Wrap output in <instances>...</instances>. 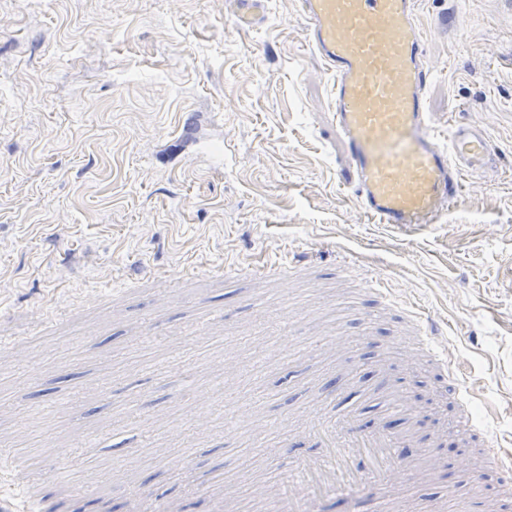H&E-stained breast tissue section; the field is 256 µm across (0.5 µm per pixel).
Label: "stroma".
<instances>
[{
  "label": "stroma",
  "mask_w": 512,
  "mask_h": 512,
  "mask_svg": "<svg viewBox=\"0 0 512 512\" xmlns=\"http://www.w3.org/2000/svg\"><path fill=\"white\" fill-rule=\"evenodd\" d=\"M268 8L243 31L232 0H0V446L35 466L43 446L63 449L75 475L110 461L92 496L39 489L56 512H111L141 485L209 512L229 476L224 512H270L253 485L287 478L277 440L226 416L281 419L312 398L332 415L331 379L402 361L392 315L351 358L273 355L289 340L281 282L228 285L224 269L291 252L313 264L295 284L313 325L354 336L362 319L337 312L334 274L372 242L362 270L439 321L475 414L512 443V0H423L429 109L440 124L489 120L496 154L447 223L412 229L356 223L332 81L297 0ZM225 364L240 372L227 389ZM412 372L430 419L395 512L458 482V453L431 440L453 411L448 379Z\"/></svg>",
  "instance_id": "stroma-1"
}]
</instances>
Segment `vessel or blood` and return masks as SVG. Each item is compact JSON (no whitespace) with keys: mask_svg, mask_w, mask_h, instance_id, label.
Instances as JSON below:
<instances>
[{"mask_svg":"<svg viewBox=\"0 0 512 512\" xmlns=\"http://www.w3.org/2000/svg\"><path fill=\"white\" fill-rule=\"evenodd\" d=\"M241 29L259 25L267 0H233ZM420 0H299L308 47L332 75L333 121L347 148L345 178L367 224L421 227L442 223L463 200V179L492 166L495 153L485 124L449 120L436 125L428 108L427 87L434 71L424 54L417 22ZM363 292L379 308L409 329L408 362L425 361L451 382L455 412L449 433L477 448L496 474L493 496L482 491L483 476L465 482L473 512H512V448L472 416L474 394L459 385L436 323L391 288L387 278L371 274ZM305 427L320 446L317 454L292 462L286 485L274 499V512H322L324 499L368 495L377 512H392L382 493L410 470L402 449L419 446L418 437L359 429L350 420H329L320 402L304 410ZM48 468L11 460L0 468V484L29 494L69 468L65 453L47 448ZM134 512H172L170 504L144 488L131 494Z\"/></svg>","mask_w":512,"mask_h":512,"instance_id":"vessel-or-blood-1","label":"vessel or blood"}]
</instances>
